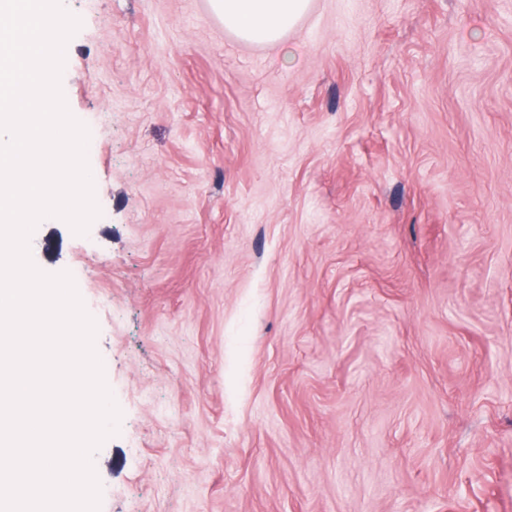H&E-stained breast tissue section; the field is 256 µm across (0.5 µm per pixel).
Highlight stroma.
Instances as JSON below:
<instances>
[{
    "instance_id": "1",
    "label": "stroma",
    "mask_w": 512,
    "mask_h": 512,
    "mask_svg": "<svg viewBox=\"0 0 512 512\" xmlns=\"http://www.w3.org/2000/svg\"><path fill=\"white\" fill-rule=\"evenodd\" d=\"M100 216L50 217L121 411L100 512H512V0H66ZM211 14L239 41L284 40L308 11L310 0H208Z\"/></svg>"
}]
</instances>
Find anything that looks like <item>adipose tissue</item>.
Returning <instances> with one entry per match:
<instances>
[{
    "instance_id": "adipose-tissue-1",
    "label": "adipose tissue",
    "mask_w": 512,
    "mask_h": 512,
    "mask_svg": "<svg viewBox=\"0 0 512 512\" xmlns=\"http://www.w3.org/2000/svg\"><path fill=\"white\" fill-rule=\"evenodd\" d=\"M211 14L235 39L254 44L284 40L310 0H208Z\"/></svg>"
}]
</instances>
